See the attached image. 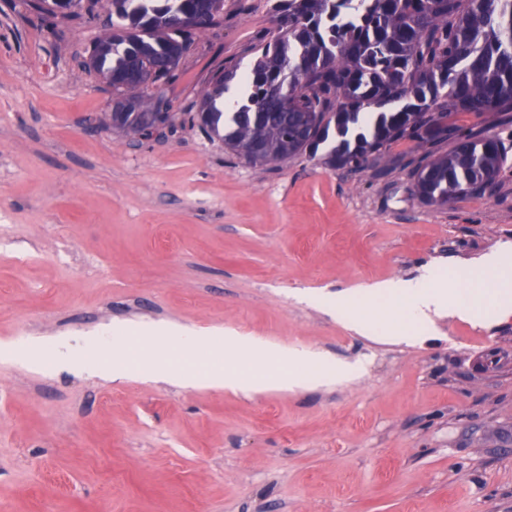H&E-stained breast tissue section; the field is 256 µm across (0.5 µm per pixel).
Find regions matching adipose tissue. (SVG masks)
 <instances>
[{
	"mask_svg": "<svg viewBox=\"0 0 512 512\" xmlns=\"http://www.w3.org/2000/svg\"><path fill=\"white\" fill-rule=\"evenodd\" d=\"M364 293L372 299L401 303L402 321L388 330L390 339L399 344L412 345L432 336L437 320L444 317L488 327L512 317V241L500 242L479 257L458 263L454 276L427 264L414 276L368 284ZM307 300L357 335L377 333L366 313L348 307L341 298L311 294Z\"/></svg>",
	"mask_w": 512,
	"mask_h": 512,
	"instance_id": "adipose-tissue-1",
	"label": "adipose tissue"
}]
</instances>
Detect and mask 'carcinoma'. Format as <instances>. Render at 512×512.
Listing matches in <instances>:
<instances>
[{
	"instance_id": "obj_1",
	"label": "carcinoma",
	"mask_w": 512,
	"mask_h": 512,
	"mask_svg": "<svg viewBox=\"0 0 512 512\" xmlns=\"http://www.w3.org/2000/svg\"><path fill=\"white\" fill-rule=\"evenodd\" d=\"M277 29L252 49L249 93L230 119L218 107L235 76L228 64L212 75L194 116L199 128L235 154L254 151L260 165L324 156L333 168L381 175L412 167L414 194L443 204L493 189L508 162L503 141L448 118L459 112L499 115L512 124V0H278ZM125 26L94 45V70L112 78V126L135 135L136 113L164 123L148 93L171 82L166 59L189 52L192 29L177 13L206 15V29L224 21V0H112ZM404 105L359 125L365 106ZM416 142V159L389 154L399 140ZM450 148L443 149L444 144Z\"/></svg>"
}]
</instances>
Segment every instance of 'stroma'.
<instances>
[{
    "mask_svg": "<svg viewBox=\"0 0 512 512\" xmlns=\"http://www.w3.org/2000/svg\"><path fill=\"white\" fill-rule=\"evenodd\" d=\"M272 0H224L141 138L84 62L112 16L0 0V346L128 323L303 345L360 378L246 397L0 357V512H512V317L446 318L412 346L359 336L301 292L444 267L512 240V161L447 204L307 154L259 166L189 117L249 66Z\"/></svg>",
    "mask_w": 512,
    "mask_h": 512,
    "instance_id": "stroma-1",
    "label": "stroma"
}]
</instances>
